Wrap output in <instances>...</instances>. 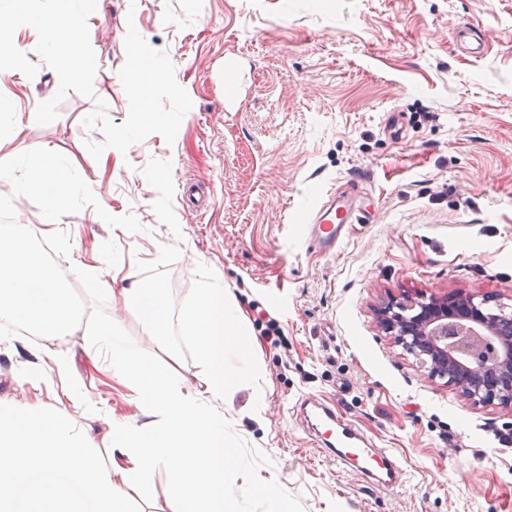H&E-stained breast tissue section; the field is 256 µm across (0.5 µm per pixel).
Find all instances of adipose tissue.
Segmentation results:
<instances>
[{
    "instance_id": "adipose-tissue-1",
    "label": "adipose tissue",
    "mask_w": 512,
    "mask_h": 512,
    "mask_svg": "<svg viewBox=\"0 0 512 512\" xmlns=\"http://www.w3.org/2000/svg\"><path fill=\"white\" fill-rule=\"evenodd\" d=\"M0 125L13 145L11 155L0 157V202H9L11 190L22 185H52L44 203L47 223H55L58 201L81 195L82 187L53 147L28 141L21 113L4 99ZM124 280L117 292L131 305L143 335L161 355L174 359L177 351L160 314L164 289L144 287L132 272ZM243 319L223 277L213 276L198 288L181 316V329L203 372L200 388L192 391L167 368L146 361L139 339L122 326L84 327L86 351L105 354L113 377L137 392L143 417L139 423L106 419L111 446L108 463H101L72 414L98 417L102 410L83 381L71 376V360L57 348L77 322L73 299L55 268L32 249L25 225L0 227V320L26 324L44 341L41 367L22 372L32 397L0 404V512H130L149 475L161 467L168 472L171 512H234V500L224 495L231 439L222 405L240 387L241 368L250 364L255 350L253 339L240 329ZM59 383L71 411L41 399L43 391Z\"/></svg>"
}]
</instances>
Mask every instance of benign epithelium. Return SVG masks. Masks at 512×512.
I'll list each match as a JSON object with an SVG mask.
<instances>
[{
    "label": "benign epithelium",
    "mask_w": 512,
    "mask_h": 512,
    "mask_svg": "<svg viewBox=\"0 0 512 512\" xmlns=\"http://www.w3.org/2000/svg\"><path fill=\"white\" fill-rule=\"evenodd\" d=\"M502 308L477 293L448 298L393 299L379 323L427 376L455 386L476 403L512 405V340L501 329Z\"/></svg>",
    "instance_id": "1"
}]
</instances>
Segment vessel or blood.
Segmentation results:
<instances>
[{
  "mask_svg": "<svg viewBox=\"0 0 512 512\" xmlns=\"http://www.w3.org/2000/svg\"><path fill=\"white\" fill-rule=\"evenodd\" d=\"M367 211L355 190L324 195L308 213V246L330 253L346 238L351 225L364 222ZM299 413L316 429L315 439L332 461L356 472L377 486H392L401 470L392 452L378 447L345 414L323 398L308 395L299 401Z\"/></svg>",
  "mask_w": 512,
  "mask_h": 512,
  "instance_id": "vessel-or-blood-1",
  "label": "vessel or blood"
}]
</instances>
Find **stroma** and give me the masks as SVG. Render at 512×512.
Returning a JSON list of instances; mask_svg holds the SVG:
<instances>
[{"label":"stroma","instance_id":"1","mask_svg":"<svg viewBox=\"0 0 512 512\" xmlns=\"http://www.w3.org/2000/svg\"><path fill=\"white\" fill-rule=\"evenodd\" d=\"M484 39L476 57L453 33ZM165 51L192 100L174 143L151 134L127 152L93 158L101 140L83 120L96 99L115 124L128 117L119 72L129 27ZM94 98L68 92L57 119L30 124V140L59 149L83 195L56 206L59 239L46 237L41 196L19 190L1 224L26 225L87 317L141 327L122 303L91 291L77 263L100 258L164 288L173 367L186 388L202 375L180 327L200 284L220 275L246 313L258 347L224 422V463L237 512H512V408L475 405L427 378L380 329L390 298L423 292L489 295L512 306V0H104L88 19ZM38 72L0 70V98L35 111L57 92L29 30L14 35ZM359 178L369 223L331 253L309 250L302 212ZM210 195L198 210L180 184ZM277 321L279 345L259 321ZM35 336L0 347V403L28 397L24 367ZM74 335V357L102 418L84 420L97 451L106 417L139 419L137 394L93 365ZM321 396L392 450L407 471L393 489L346 474L315 444L295 411Z\"/></svg>","mask_w":512,"mask_h":512}]
</instances>
